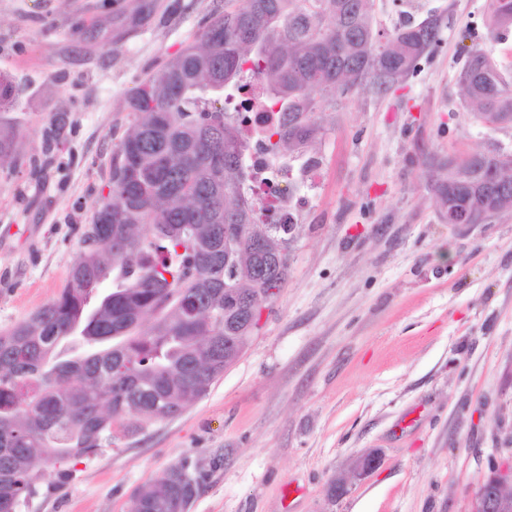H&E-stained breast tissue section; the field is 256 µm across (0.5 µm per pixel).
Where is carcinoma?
<instances>
[{"label": "carcinoma", "instance_id": "obj_1", "mask_svg": "<svg viewBox=\"0 0 512 512\" xmlns=\"http://www.w3.org/2000/svg\"><path fill=\"white\" fill-rule=\"evenodd\" d=\"M511 25L512 0H493L490 30ZM438 33L429 18L385 36L372 0H224L196 40L146 74L128 97L134 122L112 150L109 191L67 285L0 333V512H19L37 494V463L112 444L128 413L144 427L205 396L256 329L224 314V289L250 298L284 287L288 265L250 252V241L283 239L288 225L257 221L246 195L245 119L224 110L244 75L261 80L276 108L266 149L294 152L318 133L316 97L346 94L369 75L381 87L408 75ZM458 83L482 121L512 116V84L484 51L469 54ZM15 98L0 76L1 164L14 158L20 134L3 118ZM488 176L503 186L485 207L511 211V154H472L435 192L445 206L448 181ZM226 224L242 237L227 264ZM188 470L182 463L144 485L132 512H167Z\"/></svg>", "mask_w": 512, "mask_h": 512}]
</instances>
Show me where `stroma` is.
I'll return each instance as SVG.
<instances>
[{
    "instance_id": "obj_1",
    "label": "stroma",
    "mask_w": 512,
    "mask_h": 512,
    "mask_svg": "<svg viewBox=\"0 0 512 512\" xmlns=\"http://www.w3.org/2000/svg\"><path fill=\"white\" fill-rule=\"evenodd\" d=\"M221 0H0V74L21 88L24 136L0 169V331L65 287L133 116L130 91L203 30ZM488 0H373L377 30L440 19L439 41L389 89L365 78L320 104L290 156L288 281L245 351L179 416L41 467L20 512H131L185 463L186 512H471L512 470V211L449 224L443 164L512 153V123L480 122L458 86L480 49L512 71V26ZM54 158L32 171L47 131ZM378 453L360 476L356 460ZM490 1H493L490 5ZM488 1V27L491 32L512 25V0Z\"/></svg>"
}]
</instances>
